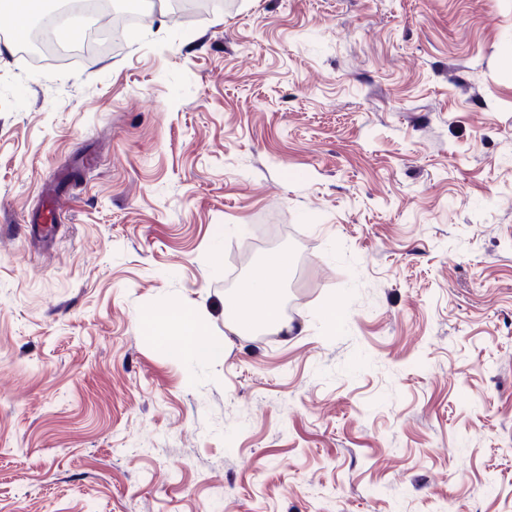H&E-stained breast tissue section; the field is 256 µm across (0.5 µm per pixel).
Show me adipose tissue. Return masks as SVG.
I'll use <instances>...</instances> for the list:
<instances>
[{
	"instance_id": "1",
	"label": "adipose tissue",
	"mask_w": 512,
	"mask_h": 512,
	"mask_svg": "<svg viewBox=\"0 0 512 512\" xmlns=\"http://www.w3.org/2000/svg\"><path fill=\"white\" fill-rule=\"evenodd\" d=\"M286 264L287 260L282 256L270 259L266 273L244 284L237 296L229 301L225 316L232 331L260 328L285 336L292 333V325L282 317L279 299L280 280ZM144 324L149 334L172 352L207 361L224 356L223 342L209 336L204 321L193 308L175 305L160 315L145 317Z\"/></svg>"
}]
</instances>
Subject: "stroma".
<instances>
[{"label":"stroma","mask_w":512,"mask_h":512,"mask_svg":"<svg viewBox=\"0 0 512 512\" xmlns=\"http://www.w3.org/2000/svg\"><path fill=\"white\" fill-rule=\"evenodd\" d=\"M17 50L0 512H512V0H224ZM278 254L293 333H233ZM173 304L222 360L146 334Z\"/></svg>","instance_id":"stroma-1"}]
</instances>
